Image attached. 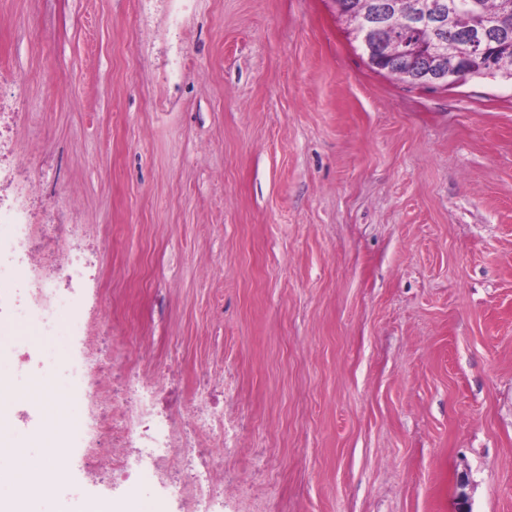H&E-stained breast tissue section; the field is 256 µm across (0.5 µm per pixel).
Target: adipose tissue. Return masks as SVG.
<instances>
[{
	"mask_svg": "<svg viewBox=\"0 0 512 512\" xmlns=\"http://www.w3.org/2000/svg\"><path fill=\"white\" fill-rule=\"evenodd\" d=\"M44 448L39 460L29 458L23 448L14 449L11 470H0V512H39L43 489L63 476L57 466L63 453L59 440H45Z\"/></svg>",
	"mask_w": 512,
	"mask_h": 512,
	"instance_id": "1",
	"label": "adipose tissue"
}]
</instances>
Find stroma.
I'll list each match as a JSON object with an SVG mask.
<instances>
[{
  "instance_id": "stroma-1",
  "label": "stroma",
  "mask_w": 512,
  "mask_h": 512,
  "mask_svg": "<svg viewBox=\"0 0 512 512\" xmlns=\"http://www.w3.org/2000/svg\"><path fill=\"white\" fill-rule=\"evenodd\" d=\"M0 204L43 264L22 306L83 267V336L28 332L17 391L108 336L161 406L210 374L224 512H512L511 80L376 72L334 0H0ZM80 426L41 512H179Z\"/></svg>"
}]
</instances>
